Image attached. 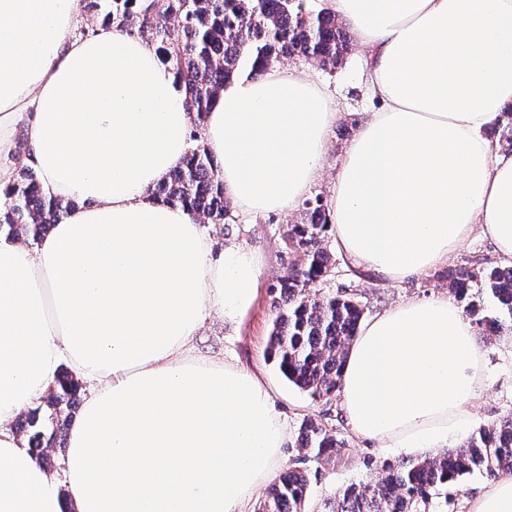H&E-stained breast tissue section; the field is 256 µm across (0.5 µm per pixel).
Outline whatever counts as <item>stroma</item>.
<instances>
[{"instance_id": "35a3bbf8", "label": "stroma", "mask_w": 512, "mask_h": 512, "mask_svg": "<svg viewBox=\"0 0 512 512\" xmlns=\"http://www.w3.org/2000/svg\"><path fill=\"white\" fill-rule=\"evenodd\" d=\"M365 62L366 52L357 45L341 68L323 71L311 66L307 69L311 78L333 96L337 109L323 160L324 176L311 187L310 196L329 200L336 170L356 133V118L359 113L373 109L361 80ZM302 217L303 208L298 205L287 213L251 218L236 213L229 225H207V232L217 242L233 241L258 251L261 267L253 306L232 323L218 318L208 320L193 343V351L199 356L234 361L257 373L267 383L275 409L288 421L290 434L279 451L277 468H285L297 460L299 450L293 436L304 420L321 415L333 419L336 429L347 442L346 447L339 449L330 460L307 464L314 478L306 509L307 512H321L324 501L351 484L369 479L386 456L374 442L353 433L343 418L339 400H312L306 392L288 383L267 352L275 316L274 304L278 298L275 286L289 261L284 236L289 225L300 223ZM328 246L336 267L324 282V290L344 289L356 294L369 315L411 298H428L447 291L449 270L464 267L478 272L498 265L494 243L477 232L449 257L446 265L399 281H387L363 272L339 250L336 241H329ZM475 341L488 374L485 390L472 401L474 421L471 428L476 431L512 414V334H479Z\"/></svg>"}]
</instances>
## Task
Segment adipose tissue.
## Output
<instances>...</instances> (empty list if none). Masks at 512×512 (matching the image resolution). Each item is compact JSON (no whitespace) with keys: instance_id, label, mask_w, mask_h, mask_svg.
Wrapping results in <instances>:
<instances>
[{"instance_id":"ef3b65f1","label":"adipose tissue","mask_w":512,"mask_h":512,"mask_svg":"<svg viewBox=\"0 0 512 512\" xmlns=\"http://www.w3.org/2000/svg\"><path fill=\"white\" fill-rule=\"evenodd\" d=\"M325 4L365 49L377 104L336 174L340 250L399 280L478 230L512 264V152L485 138L512 111V0ZM81 11L82 0H0V157L27 117L31 165L74 203L34 246L0 232V512H248L287 424L255 372L192 343L207 319L251 307L260 259L152 197L189 150L180 84L141 36H74ZM335 119L303 70L226 82L204 124L226 195L245 214L294 208L323 176ZM64 362L92 391L59 480L13 423ZM486 384L454 301L409 299L361 326L341 409L358 437L419 453L462 437Z\"/></svg>"}]
</instances>
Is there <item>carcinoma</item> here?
<instances>
[{"label": "carcinoma", "mask_w": 512, "mask_h": 512, "mask_svg": "<svg viewBox=\"0 0 512 512\" xmlns=\"http://www.w3.org/2000/svg\"><path fill=\"white\" fill-rule=\"evenodd\" d=\"M84 9L102 14L104 26L124 28L157 45L179 79L197 128L224 83L243 69L258 76L288 57L333 70L346 62L350 49L346 23L329 11L306 9L303 0H85ZM27 156L29 145L22 140L13 155L18 180L0 208V229L38 240L73 203L43 189L35 168L25 163ZM153 194L215 224L230 218L231 202L203 145L189 150L185 165ZM304 210V220L289 229L301 261L288 262L280 279L270 354L289 383L316 401H328L339 392L343 362L365 311L351 293L317 288L335 268L324 245L332 216L319 197L306 202ZM473 282L483 283L478 291H489L512 320V267L482 275L464 269L449 278L450 292L462 300ZM464 312L482 334H496L502 325L499 318L480 315L472 301ZM78 393L76 376L61 371L48 394L17 421L16 432L38 460L51 448L66 447ZM297 441L303 457L317 460L345 447L333 426L311 417L300 426ZM476 471L489 480L512 477V414L435 456L383 463L376 478L344 488L326 503L325 512H456L459 479ZM310 487L309 470L292 464L278 475L257 512H305Z\"/></svg>", "instance_id": "carcinoma-1"}]
</instances>
